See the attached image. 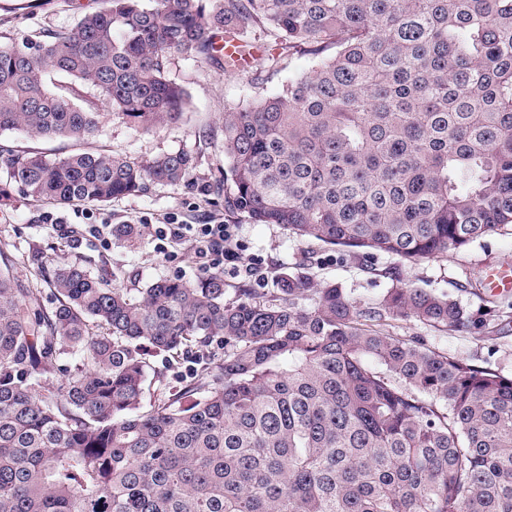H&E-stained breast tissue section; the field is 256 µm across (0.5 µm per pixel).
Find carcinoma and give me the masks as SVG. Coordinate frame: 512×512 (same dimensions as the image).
Masks as SVG:
<instances>
[{
    "instance_id": "carcinoma-1",
    "label": "carcinoma",
    "mask_w": 512,
    "mask_h": 512,
    "mask_svg": "<svg viewBox=\"0 0 512 512\" xmlns=\"http://www.w3.org/2000/svg\"><path fill=\"white\" fill-rule=\"evenodd\" d=\"M0 41V132L82 142L111 111L179 121L170 59L219 62L256 27L311 71L224 113V210L356 257L417 261L512 225V0H104ZM188 152L0 154L54 204L178 185ZM0 267V512H512V378L373 325L477 328L446 294L369 303L304 273L134 291L79 262L19 288ZM194 353L172 386L151 358ZM153 400L145 401L150 385Z\"/></svg>"
}]
</instances>
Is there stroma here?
<instances>
[{
	"label": "stroma",
	"mask_w": 512,
	"mask_h": 512,
	"mask_svg": "<svg viewBox=\"0 0 512 512\" xmlns=\"http://www.w3.org/2000/svg\"><path fill=\"white\" fill-rule=\"evenodd\" d=\"M100 0H0V36L22 38L73 27L80 15L99 7ZM253 58L248 67L224 69L205 60L172 56L168 76L188 93L179 122L148 131L130 126L100 103L98 93L82 87L84 101L96 103L99 130L84 150L115 152L136 160L162 153L188 152L195 166L178 186L152 187L145 195L127 196L106 204L75 201L55 205L25 197L18 191L0 196V251L14 259L12 273L20 287L36 284L41 266L82 262L92 276L125 288H142L165 277L200 278L190 242L168 243L167 254L155 249L152 228L168 219L180 224H236L244 248L242 259L261 257L266 278L257 298L275 292L277 278L308 269L315 280L341 286L367 302L389 288H423L457 300L481 322L472 333L443 332L412 319L384 322L382 333L419 340L426 347L512 377V292L495 294L484 286L486 272L512 265V227L486 236L461 251H450L417 262L375 256L370 266L314 239L289 236L277 224H252L224 212V113L240 100L272 92L289 74L307 72L312 61L293 55L271 66L263 49L268 39L254 30ZM84 224H99L102 234L78 235ZM135 224L138 236L117 237L112 228Z\"/></svg>",
	"instance_id": "35a3bbf8"
}]
</instances>
